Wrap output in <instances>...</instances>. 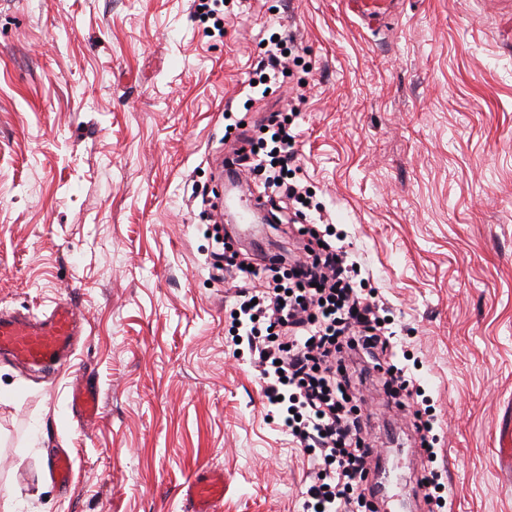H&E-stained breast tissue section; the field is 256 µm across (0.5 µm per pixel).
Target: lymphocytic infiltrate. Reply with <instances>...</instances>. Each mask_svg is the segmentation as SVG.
<instances>
[{
    "mask_svg": "<svg viewBox=\"0 0 512 512\" xmlns=\"http://www.w3.org/2000/svg\"><path fill=\"white\" fill-rule=\"evenodd\" d=\"M265 126L269 150L236 148L235 162L263 175L275 194L299 200L306 190L289 179L298 170L296 136L281 112ZM227 264L238 314L229 334L246 344L273 414L313 459L303 512H371L365 491L377 457L361 408L363 383L395 398L420 436L433 429L428 412L415 407L421 390L398 361L383 305L358 286L350 251L322 243L309 228L292 255L260 252Z\"/></svg>",
    "mask_w": 512,
    "mask_h": 512,
    "instance_id": "lymphocytic-infiltrate-1",
    "label": "lymphocytic infiltrate"
}]
</instances>
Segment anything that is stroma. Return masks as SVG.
<instances>
[{
  "label": "stroma",
  "instance_id": "35a3bbf8",
  "mask_svg": "<svg viewBox=\"0 0 512 512\" xmlns=\"http://www.w3.org/2000/svg\"><path fill=\"white\" fill-rule=\"evenodd\" d=\"M222 12L219 34L195 0H0V310L67 299L87 319L60 371L0 360V512H183L200 468L223 474L222 512H303L311 462L225 341L194 193L223 220L227 156L288 110L317 229L344 233L418 361L445 512H512V7L405 0L378 32L343 0ZM275 33L295 39L293 76L249 87ZM80 375L99 389L88 423ZM371 431L379 481L413 488L395 410L374 405ZM72 409L76 410L82 419L91 420L98 417L99 393L91 379L87 378L85 381L75 383ZM74 460L72 453L61 449L47 458V471L49 477L63 490H67L73 480Z\"/></svg>",
  "mask_w": 512,
  "mask_h": 512
}]
</instances>
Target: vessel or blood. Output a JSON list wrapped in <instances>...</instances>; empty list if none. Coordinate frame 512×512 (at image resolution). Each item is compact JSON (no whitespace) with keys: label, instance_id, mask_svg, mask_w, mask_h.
<instances>
[{"label":"vessel or blood","instance_id":"b4317fda","mask_svg":"<svg viewBox=\"0 0 512 512\" xmlns=\"http://www.w3.org/2000/svg\"><path fill=\"white\" fill-rule=\"evenodd\" d=\"M352 11L365 23L373 24L396 16L399 0H352ZM82 332V315L68 301L60 300L42 316L0 312V353L29 366L45 368L65 362L74 351ZM72 408L80 418H97L99 393L92 380L76 382ZM74 460L61 449L47 458L49 477L61 488L73 480ZM224 477L209 472L195 475L183 493L184 512H221Z\"/></svg>","mask_w":512,"mask_h":512}]
</instances>
